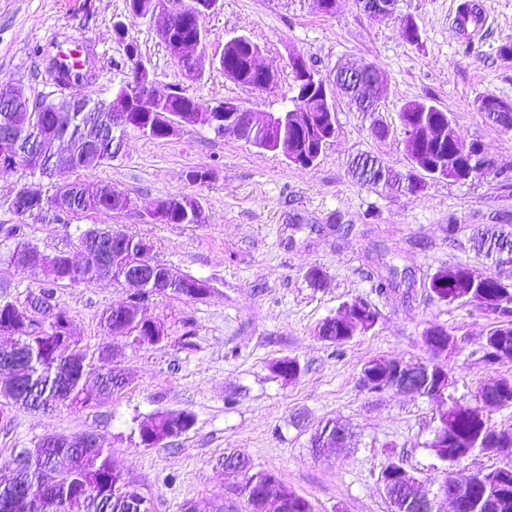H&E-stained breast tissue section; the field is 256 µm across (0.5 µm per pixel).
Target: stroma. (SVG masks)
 Instances as JSON below:
<instances>
[{"instance_id": "35a3bbf8", "label": "stroma", "mask_w": 512, "mask_h": 512, "mask_svg": "<svg viewBox=\"0 0 512 512\" xmlns=\"http://www.w3.org/2000/svg\"><path fill=\"white\" fill-rule=\"evenodd\" d=\"M482 21L459 24L462 0H400L390 17L360 11L355 0H336L322 13L316 0H218L206 15V52L220 56L227 37L244 35L261 48L259 61L277 73L269 91L256 92L225 76L219 66L182 70L154 24L133 19L128 0H0V81L36 101L50 92L34 47L71 38L93 51V84L77 83L68 97H109L130 76L125 44L133 42L155 84L205 103L241 102L256 114L280 111L290 96V53H302L325 77L338 65L364 60L380 72L386 94L374 112H360L335 94L336 137L311 168L291 164L205 126L182 128L165 140L127 131L121 153L87 171L85 179L121 189L134 200L121 214L70 216L68 223H36L8 206L17 186L31 182L20 168L0 177V225L48 254L84 258L82 230L105 223L150 242L152 256L175 275L206 280L211 293L188 299L154 293L142 310L161 323L164 340L126 346V387L94 408L49 411L6 407L0 420V472L17 465L20 449L43 438L89 435L110 449L127 481L154 504V512H246L230 486L242 475L223 471L225 451L247 454L255 469L273 473L313 512H392L381 472L402 461L423 491L435 492L447 471L458 479L498 466L478 453L457 466L442 463L428 442L442 404L359 383L373 358L417 364L431 355L424 329L444 325L456 350L446 360L454 380L449 401L473 402L491 380L512 378V364L488 365L484 344L494 317L471 304L429 298L422 283L460 264L481 265L472 247L478 227L512 224V131L485 123L474 102L491 92L512 103V61L499 48L512 40V0H472ZM413 20L421 42L401 35ZM126 26L125 41L114 35ZM410 101L447 112L464 143H478L492 172L464 183L427 182L405 194L360 184L349 173L362 154L379 156L399 174L413 163L395 128ZM390 137L373 134L375 124ZM199 198L200 224L149 222L155 200ZM0 245V298L25 301L38 277ZM319 282H311L310 271ZM130 292L108 278L58 288L55 302L71 318L73 339L89 350L112 348L101 316L125 304ZM363 299L379 313L367 334L336 346L322 340L325 318ZM300 364L297 379L283 380L274 363ZM192 413L193 427L168 444H138V427L156 412ZM349 426L342 446L315 451L312 437L327 421Z\"/></svg>"}]
</instances>
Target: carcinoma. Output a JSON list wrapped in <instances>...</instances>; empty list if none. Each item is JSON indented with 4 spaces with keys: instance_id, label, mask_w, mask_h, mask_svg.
Instances as JSON below:
<instances>
[{
    "instance_id": "carcinoma-1",
    "label": "carcinoma",
    "mask_w": 512,
    "mask_h": 512,
    "mask_svg": "<svg viewBox=\"0 0 512 512\" xmlns=\"http://www.w3.org/2000/svg\"><path fill=\"white\" fill-rule=\"evenodd\" d=\"M221 69L235 70L234 81L243 86L251 85L256 75L248 64L247 46L227 44L220 55ZM47 74L59 98L42 99L32 104L33 111L16 113V123L23 137L28 138L37 128L48 125L52 127L55 137L67 143L73 159L69 173L57 176V165L53 159L55 145L50 138L45 137L39 144L41 163L38 172L41 177L48 179L54 192L49 198H54L62 191L68 193L75 204L76 210L61 211L57 220L68 223L72 214H103L122 213L132 204L131 197L121 191L118 199H112L108 193V185L95 181L72 179L70 175L80 171L93 170L114 159L112 155V139L123 136V132L112 130V113H92L94 122L101 131V139L93 158H88L85 152V129L83 116L79 112H67L65 107L68 98L65 90L76 82H89L94 72L89 70L82 74L73 73L69 67H64L56 61L48 64ZM154 108L158 109L152 120L150 129L145 135L150 138L164 139L168 137L166 128L179 115V110L185 105L203 109L206 104L183 92L175 90L160 91ZM432 122L451 123L448 113L436 108L425 101H412L399 113V127L412 126L416 129L423 124ZM324 127L317 124L294 127L288 125L282 133L288 140L294 141L306 153H311L312 145L320 139ZM407 154L412 155L421 148L432 155L448 156L445 165L448 174L465 182L471 172V165L459 155L462 141L451 131L448 142L434 146L429 142L415 143L404 141ZM377 160L369 154L361 155L354 165L352 174L365 185L373 186L375 182L364 178V168ZM202 208L200 200L192 196L171 197L167 201L164 212L166 224H196V210ZM512 247V231L505 229L503 224H494L483 229L478 236L477 251L487 257L494 258L495 266L504 263L501 254L504 246ZM152 246L143 241L134 242L126 250L114 257L113 264L102 268L90 260L74 264V271L66 273L57 264L55 257L43 255V263L34 269L39 276L38 291L30 293L37 302L49 303L56 288L67 284L88 283L105 275L117 277L121 274H135L142 270V260L150 256ZM431 288L435 289L433 296L451 303L461 301L483 308L486 303L492 304V314L497 321L489 329L486 341L493 344L504 340L512 347V279L509 280L498 273L476 266L465 264L451 270H444L430 277ZM121 308L116 307L106 313L104 324L112 333L113 338L128 342L132 336H146L148 330L143 324L127 314L120 317ZM48 328L43 329L30 322H23L17 328L22 336L21 344L26 350L33 352L29 376L25 378L24 387L36 388L49 408L58 405L74 409L93 408L99 401L91 398L90 390L99 387L103 396L112 394L109 388V370L105 368V358L98 352L87 350L79 356L77 365L62 370L58 360L63 358L65 347L60 342L62 331L71 325L67 312L59 307L53 318L43 317ZM375 326V321L357 330L351 326H341L336 323H325L319 335L325 340L338 346L350 341V337L360 336L369 332ZM440 424L444 425L450 435L456 437L463 448L460 450L458 462H464L475 451L470 444L478 448L491 447V436L488 430L494 427L491 410L480 414L463 408L455 402L440 414ZM172 430V419L168 412L154 414L147 425L141 430V435L149 436L154 443H164L169 439ZM41 451L30 460V465L24 470L16 471V478L23 479L35 488H40L47 471L53 469L58 459H70L72 464L68 471L57 476V481L49 488V495L55 503L52 512H154L151 498L141 492H131L114 473L112 455L107 448H88L75 440L59 441L49 447L39 442ZM238 464L242 469L247 492L243 495L247 505L254 512H312L310 503L301 496H294V491L282 483L274 474L265 471H252L248 457L236 454ZM402 468L398 461H391L383 471L384 491L387 498L396 505L398 512H420L413 502L414 489L402 487V482L395 481L391 474ZM13 501L11 488L0 481V504ZM464 507L461 512H512V484H505L499 493L492 498L484 496L482 489H471L463 494ZM43 501L40 493H35L31 500L13 501L9 512H46L42 508Z\"/></svg>"
}]
</instances>
